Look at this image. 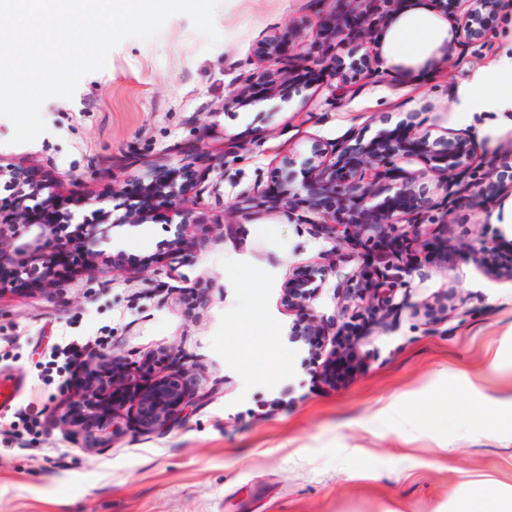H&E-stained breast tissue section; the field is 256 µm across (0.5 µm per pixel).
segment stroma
<instances>
[{
  "instance_id": "stroma-1",
  "label": "stroma",
  "mask_w": 512,
  "mask_h": 512,
  "mask_svg": "<svg viewBox=\"0 0 512 512\" xmlns=\"http://www.w3.org/2000/svg\"><path fill=\"white\" fill-rule=\"evenodd\" d=\"M334 9V0H219L215 46L187 16H172L156 39L120 42L73 99L46 101L48 130L35 141L11 143L13 127L0 118V161L33 160L32 174L57 183L75 221L91 214L90 196L118 216L129 205L149 215L113 228L105 251L122 252L121 265L59 268L57 299L22 283L0 298V378L20 388L0 410V512H455L478 482L512 496V281L462 256L492 236L499 252L512 250V203L457 207L442 245L447 267L426 261L409 279L410 302L448 292L482 317L431 331L402 311L365 340L363 367L330 387L288 340L295 315L282 285L335 254L314 301L334 316L356 248L290 223L275 202L229 213L225 232L214 212L195 210L193 232L178 237L166 210L143 205L163 169L124 167L176 146L214 154L224 140L243 144L224 166L231 203L254 182L277 184L284 158L352 131L371 139L410 112L434 138L460 130L492 148L512 137V125L461 98L477 73L512 54L511 14L490 16L463 64L417 62L393 84L364 81L339 107L325 80L298 74L279 96L225 108L244 90L241 73L266 60L271 33L289 39L296 58L322 56L319 27ZM177 249L189 257L187 287L164 301L152 290L156 268ZM70 345L139 364L100 452L80 447L88 432L79 408L59 404L74 380ZM173 346L193 355L214 395L173 430L148 432L135 399L167 374L161 351Z\"/></svg>"
}]
</instances>
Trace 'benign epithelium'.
<instances>
[{"mask_svg": "<svg viewBox=\"0 0 512 512\" xmlns=\"http://www.w3.org/2000/svg\"><path fill=\"white\" fill-rule=\"evenodd\" d=\"M463 16L450 29V38L441 50L457 60L469 46L482 38L474 26L475 16L512 10V0H459ZM345 12L337 17L332 29L330 48L355 44L364 48L371 44L375 29L395 15L398 0H343ZM270 56L281 64L288 62L291 44L273 35L268 40ZM314 63L329 69L335 81L331 89L332 104L344 101L357 93L356 79L365 68V58L350 64L330 65L322 56ZM287 77V69L280 73L258 68L243 76L245 86L254 83L268 85L273 93L277 79ZM416 113L410 112L398 131L382 128L371 140L350 135L339 144L317 146L302 163L288 158L280 168V189L288 211V220L306 224L320 236L338 244L353 243L368 246L384 237H397L413 244L414 249L393 258L379 256L362 265L351 283L336 286L338 316L327 318L313 307L318 288L335 272L333 259L310 266L303 276H290L283 284L288 304L295 313L291 336L308 343L319 341L314 374L322 382L336 383V367L344 362L357 369L362 364V338L348 331V323L339 319L348 317L358 321L361 328H387L399 311L409 309L418 316L430 315L431 306L424 308L404 297L396 301L398 290L407 286L418 258V249L434 230L448 224V212L461 205L491 207L504 194L512 193V183L504 178L492 179L495 170L493 156L478 152L476 141L464 132H450L448 136L430 140L415 122ZM241 151V145L224 142L223 156L217 162L205 164L198 175L194 193V207L186 205L174 185L161 186L156 191V204L179 218L178 228L192 224L193 208L214 211L216 217L226 214L220 199V183L224 181V160ZM417 159L424 168L409 170L406 164ZM0 181L13 190L15 205L9 211L0 210V267L12 265L16 272L31 276L44 284H55L51 276L53 258L50 249L58 240V225L30 224L26 206L42 196L52 197L57 185L33 182L25 175V167L0 163ZM266 193L260 181L254 182L238 195L229 208L243 210ZM328 198L336 201L332 210L320 209ZM147 217L137 211L126 213L118 221L103 219L94 224L77 225L76 234L88 243H108L112 229L119 224H143ZM496 248L486 242L482 251L469 255L484 273L494 279L512 280V266L503 267L494 261ZM185 263L184 256L174 253L160 269L166 280L158 281L154 289L168 294L178 290L172 282L180 281L178 269ZM170 372L153 383L138 399L137 413L142 427L150 432H161L175 422L177 415L194 404L206 402V394L199 393L201 374L195 372L191 356L179 347L166 350ZM101 363L112 365L108 377L97 368L84 373L82 389L67 397L70 404L81 403L87 419L96 422L110 411V391L124 389L135 379V367L119 355L99 352L92 355Z\"/></svg>", "mask_w": 512, "mask_h": 512, "instance_id": "obj_1", "label": "benign epithelium"}]
</instances>
